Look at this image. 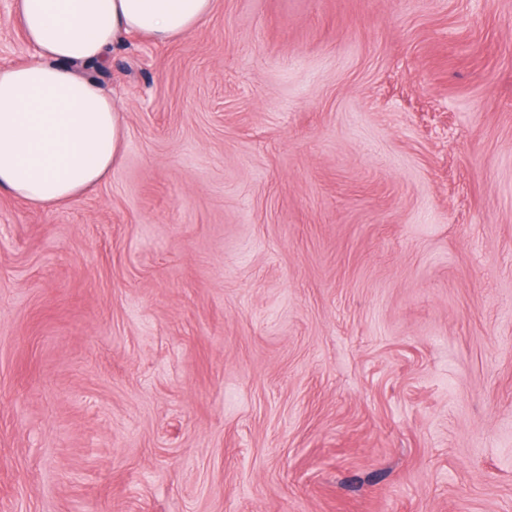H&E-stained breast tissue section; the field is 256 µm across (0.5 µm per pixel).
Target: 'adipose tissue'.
Segmentation results:
<instances>
[{
  "instance_id": "ef3b65f1",
  "label": "adipose tissue",
  "mask_w": 512,
  "mask_h": 512,
  "mask_svg": "<svg viewBox=\"0 0 512 512\" xmlns=\"http://www.w3.org/2000/svg\"><path fill=\"white\" fill-rule=\"evenodd\" d=\"M37 59L0 66V193L62 206L121 160L124 114L111 91L78 66L106 63L126 36H186L214 0H15Z\"/></svg>"
}]
</instances>
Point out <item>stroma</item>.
<instances>
[{
  "instance_id": "1",
  "label": "stroma",
  "mask_w": 512,
  "mask_h": 512,
  "mask_svg": "<svg viewBox=\"0 0 512 512\" xmlns=\"http://www.w3.org/2000/svg\"><path fill=\"white\" fill-rule=\"evenodd\" d=\"M97 77L121 162L0 194V512H512V0H215Z\"/></svg>"
}]
</instances>
